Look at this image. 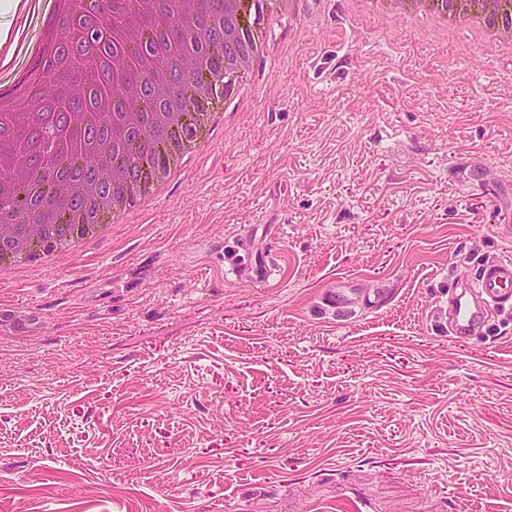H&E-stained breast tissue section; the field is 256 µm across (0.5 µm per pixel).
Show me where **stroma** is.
<instances>
[{"instance_id": "stroma-1", "label": "stroma", "mask_w": 512, "mask_h": 512, "mask_svg": "<svg viewBox=\"0 0 512 512\" xmlns=\"http://www.w3.org/2000/svg\"><path fill=\"white\" fill-rule=\"evenodd\" d=\"M410 8L280 0L152 208L0 273V512H512V298L448 334L512 253V52ZM511 287V258L483 266L475 278V285L465 287L453 297L448 317L449 333L457 338L473 336L484 325L488 306L498 303ZM468 288H474L481 302L475 301Z\"/></svg>"}]
</instances>
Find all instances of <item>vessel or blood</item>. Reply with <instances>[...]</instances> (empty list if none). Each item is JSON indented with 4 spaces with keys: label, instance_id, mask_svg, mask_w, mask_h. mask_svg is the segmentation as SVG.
I'll return each mask as SVG.
<instances>
[{
    "label": "vessel or blood",
    "instance_id": "obj_1",
    "mask_svg": "<svg viewBox=\"0 0 512 512\" xmlns=\"http://www.w3.org/2000/svg\"><path fill=\"white\" fill-rule=\"evenodd\" d=\"M509 291H512L511 258L483 266L475 278L474 287L463 289L451 301L450 334L458 338L474 335L484 325L489 305L499 302Z\"/></svg>",
    "mask_w": 512,
    "mask_h": 512
}]
</instances>
